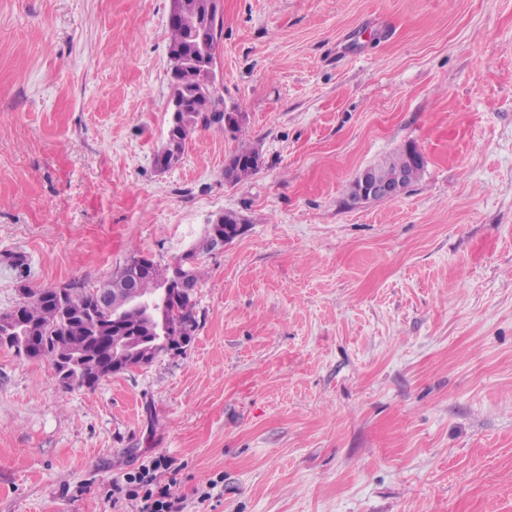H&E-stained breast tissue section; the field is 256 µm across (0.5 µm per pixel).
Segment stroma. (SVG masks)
<instances>
[{"label": "stroma", "mask_w": 512, "mask_h": 512, "mask_svg": "<svg viewBox=\"0 0 512 512\" xmlns=\"http://www.w3.org/2000/svg\"><path fill=\"white\" fill-rule=\"evenodd\" d=\"M170 5L0 0V312L244 226L185 351L65 390L0 346V512H139L107 492L159 456L185 512H512V0H223L241 130L162 169ZM409 145L419 180L349 202ZM258 156L259 152L252 146H242L224 164V177L233 180V183L248 179L259 170L251 164ZM408 179L406 175H400L398 182L393 185L378 182L371 170L366 167L361 169L352 180L355 184L356 195L350 199L353 204H359L370 200H389L401 195L406 189Z\"/></svg>", "instance_id": "35a3bbf8"}]
</instances>
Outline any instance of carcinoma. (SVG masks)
Returning a JSON list of instances; mask_svg holds the SVG:
<instances>
[{
    "label": "carcinoma",
    "mask_w": 512,
    "mask_h": 512,
    "mask_svg": "<svg viewBox=\"0 0 512 512\" xmlns=\"http://www.w3.org/2000/svg\"><path fill=\"white\" fill-rule=\"evenodd\" d=\"M205 0H179L182 20L169 25L170 57L180 79L172 80V96L184 100L179 125L171 132L172 146L156 156V165L171 168L183 156L187 141L199 128L222 125L229 119L222 96L210 89V79L187 71L188 54L202 46L221 48L223 14H213L209 21L193 26L184 23L202 10ZM259 156L252 146H243L224 164V176L238 183L254 175L258 168L251 161ZM409 167V149H402L375 164L382 182H391ZM204 242L182 262L163 267L153 260L130 256L133 266L127 269L140 304L119 312L108 308L92 317L95 289L70 284L61 288H20L22 327L0 325V341L9 339L18 356L46 360L55 368L68 370L71 388L91 389L104 377L119 372V366L133 359L129 348L139 347L153 357L182 348L177 337L191 343L199 328L196 317V288L201 281L195 256L208 254Z\"/></svg>",
    "instance_id": "obj_1"
}]
</instances>
